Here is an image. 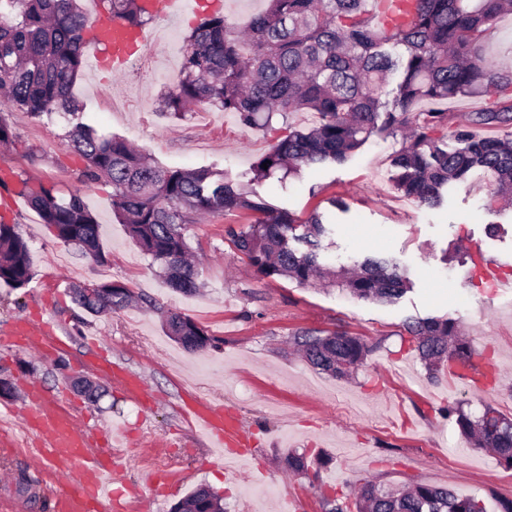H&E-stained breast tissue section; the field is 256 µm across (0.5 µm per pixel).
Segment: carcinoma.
<instances>
[{
  "label": "carcinoma",
  "mask_w": 512,
  "mask_h": 512,
  "mask_svg": "<svg viewBox=\"0 0 512 512\" xmlns=\"http://www.w3.org/2000/svg\"><path fill=\"white\" fill-rule=\"evenodd\" d=\"M109 20L141 30L156 14L145 0H99ZM266 8L240 32L223 15L205 16L184 39L178 82L161 97V108L177 119L190 106L231 112L248 128L267 127L275 114L309 112L308 130H288L254 166L252 181L284 180L301 168L342 164L374 136L405 128L392 157L395 183L405 196L428 206L443 203L456 183L479 172L492 190L486 207L512 198V68H494L483 46L486 33L512 0H408L411 18L386 26L378 20L380 0H266ZM89 18L78 0H0V105L36 119L70 117V146L85 162L87 182L112 184V212L139 248L162 266L178 292L200 288L189 261L187 224L203 215L237 212L255 217L226 236L265 278L300 285L324 281L353 297L392 304L409 289L396 264L366 259L356 272L333 270L320 261L327 229L318 213L300 222L253 188L213 168H164L121 137H103L84 122L85 106L74 87L87 61ZM392 89L384 91V87ZM495 94L468 124L448 131V103ZM477 128L506 130L479 136ZM454 145H448V141ZM268 168H262L263 163ZM28 205L56 239L76 245L96 264L106 261L95 216L79 192L67 197L40 186ZM34 278L29 247L18 225L0 221V285L20 289ZM78 308L102 314L132 301L122 284L97 285L88 294L73 289ZM168 336L190 351L211 345L188 316L169 311ZM412 350L430 379L449 362L464 374L486 378L482 352L452 319L407 325ZM313 367L335 377L354 371L372 351L363 339L343 333L300 331L293 336ZM442 414L464 437L492 450L512 469V420L487 407L471 417L457 402ZM325 512H486L484 504L449 487L413 484L385 489L367 482L353 496L324 498ZM171 512H224L221 498L200 486Z\"/></svg>",
  "instance_id": "1"
}]
</instances>
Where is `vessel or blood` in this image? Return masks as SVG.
<instances>
[{
  "label": "vessel or blood",
  "mask_w": 512,
  "mask_h": 512,
  "mask_svg": "<svg viewBox=\"0 0 512 512\" xmlns=\"http://www.w3.org/2000/svg\"><path fill=\"white\" fill-rule=\"evenodd\" d=\"M146 41L145 34L129 31L120 23L101 24L92 40L94 50H107L113 73H121ZM51 328L45 323L21 321L11 336L18 344L43 352L51 341ZM27 422L38 436L35 456L44 468L53 471L64 485L47 501L49 512H112L116 499L112 493V451L92 447L87 431L65 414L57 398L32 391ZM185 417L200 434L207 447L221 448L239 440L240 428L223 411L193 399Z\"/></svg>",
  "instance_id": "b4317fda"
}]
</instances>
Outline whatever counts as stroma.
<instances>
[{
  "label": "stroma",
  "instance_id": "1",
  "mask_svg": "<svg viewBox=\"0 0 512 512\" xmlns=\"http://www.w3.org/2000/svg\"><path fill=\"white\" fill-rule=\"evenodd\" d=\"M190 29L186 20H155L135 68L106 82L88 66L75 93L88 123L127 139L160 166L215 167L248 182L254 163L285 130L307 128L313 118L278 114L269 128L249 129L230 112L200 110L180 120L162 114L159 97L177 78ZM4 117L15 139L0 147V168L12 169L14 181L0 190V213H8L27 241L35 276L24 289L0 286V333L22 320L45 321L62 346L39 357L0 341V379L13 386L11 397H0V436L13 442L12 454L0 457V500H16V512H46L30 504L16 479L25 475L47 494L57 488L31 458L35 438L24 426L30 381L57 397L77 425L101 433L125 426L129 441L117 451L119 475L153 512H170L200 485L222 495L225 512H281L286 500L292 512H324V495L347 494L369 481L449 485L483 500L487 512H500L501 501L512 500V470L488 450L459 446L458 431L441 413L460 401L474 416L490 405L512 417V288L487 287L470 259L476 250L512 269V214L487 210V181L472 177L456 184L443 206H420L394 186L397 135L371 138L344 164L259 184L262 194L299 219L324 214L328 267L392 258L410 280L394 304L259 276L225 234L228 225L242 224L235 214L207 215L187 226L202 287L185 295L168 286L159 265L115 218L111 184L79 180L83 162L70 148L66 116L39 120L8 111ZM41 183L55 184L64 195L81 191L99 224L105 263L60 243L28 206L25 188ZM334 198L343 208L331 206ZM106 282L124 284L134 303L99 316L78 309L72 285ZM169 310L193 319L213 346L190 352L166 336L162 321ZM427 317L456 320L473 342L492 345L495 387L478 391L445 375L429 379L405 330L406 322ZM302 329L346 332L372 351L351 376L334 378L292 346ZM103 358L140 378L143 392L131 395L101 376L94 365ZM76 377L97 381L101 398L92 403L77 392L71 385ZM192 385L232 412L243 430V441L223 455L211 454L182 418ZM292 453L305 455L303 472L289 470Z\"/></svg>",
  "mask_w": 512,
  "mask_h": 512
}]
</instances>
